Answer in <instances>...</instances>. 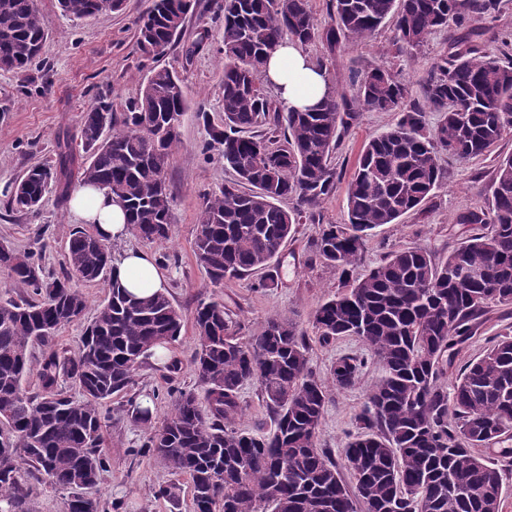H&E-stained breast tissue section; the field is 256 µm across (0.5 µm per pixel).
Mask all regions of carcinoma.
<instances>
[{
  "label": "carcinoma",
  "mask_w": 512,
  "mask_h": 512,
  "mask_svg": "<svg viewBox=\"0 0 512 512\" xmlns=\"http://www.w3.org/2000/svg\"><path fill=\"white\" fill-rule=\"evenodd\" d=\"M82 20L117 10L122 0H58ZM499 0H335V18L321 25L308 0H224L219 33L224 59L223 118L200 113L211 141L223 146L235 184L204 196L193 252L217 287L271 267L294 225L336 188L331 168L339 128L356 112L401 110L397 124L364 145L347 186V222L327 224L314 240L324 264L349 274L377 228L418 208L442 179L441 155L484 156L512 132V65L482 54L478 27ZM192 0H154L139 22L138 47L161 54L180 36ZM396 18L395 54L420 48L438 27L477 24L448 38L437 73L422 88L424 104L402 108L409 88L389 70L368 68L352 98L329 91L308 112L286 109L262 87L267 55L286 38L321 40L334 51L344 40L367 42ZM48 24L36 0H0V69L37 64ZM188 96L179 76L156 67L138 97L116 114L102 104L85 112L79 147L58 146L54 167L37 166L15 184L10 207L36 215L52 191L67 200L79 184H98L118 198L133 234L165 242L172 224L166 181L181 145ZM440 114L431 127L426 112ZM492 216L469 211L458 224L471 231L438 261L424 247L389 253L362 277L320 305L310 321L323 340L355 336L380 367L357 432L340 450L355 486L349 490L318 434L333 391L349 390L364 359L347 354L329 369V382L308 368L299 323L279 315L243 341L219 300L194 313L193 366L203 396L180 390L162 426L151 405L132 418L148 432L133 457L152 454L189 477L194 512H499V469L474 449L512 431V336L505 334L466 363L452 387L442 382L455 346L478 329L491 303L512 304V155L498 161ZM291 199L286 209L281 202ZM111 247L78 227L66 266L48 276L34 251L0 243V269L33 297L0 300V512H31L30 481L67 491L64 512H101L89 490L108 466L102 451V402L135 385L142 360L181 335L183 316L168 293L137 297L112 276ZM104 279L110 293L85 327L73 353L58 348L61 327L87 308L81 287ZM39 347L41 391L23 386L31 349ZM69 381L82 395L64 394ZM258 384L273 429L246 431L240 392Z\"/></svg>",
  "instance_id": "cac0c4a2"
}]
</instances>
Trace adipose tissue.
I'll return each instance as SVG.
<instances>
[{
    "label": "adipose tissue",
    "instance_id": "ef3b65f1",
    "mask_svg": "<svg viewBox=\"0 0 512 512\" xmlns=\"http://www.w3.org/2000/svg\"><path fill=\"white\" fill-rule=\"evenodd\" d=\"M265 83L285 108L302 111L316 105L328 90L323 71L294 41L284 40L269 54ZM75 223L91 227L104 242L115 245L112 272L130 293L145 296L167 288V279L155 256L146 250L126 247L131 235L123 207L94 185L78 186L71 201Z\"/></svg>",
    "mask_w": 512,
    "mask_h": 512
}]
</instances>
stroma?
<instances>
[{"instance_id":"obj_1","label":"stroma","mask_w":512,"mask_h":512,"mask_svg":"<svg viewBox=\"0 0 512 512\" xmlns=\"http://www.w3.org/2000/svg\"><path fill=\"white\" fill-rule=\"evenodd\" d=\"M221 0H196L179 38L157 58H148L137 47L138 19L151 8L153 0H124L118 12H105L86 21L62 15L58 0H37L48 22L49 35L38 63L29 71L16 73L0 69V243L18 250L41 249L46 273L60 275L66 262L67 244L73 229L68 220V202L47 195L38 216L8 208L4 191L29 168L51 165L56 160L57 142L77 138L87 109L97 102L111 103L121 113L128 101L139 94L150 69L160 65L175 70L188 93L190 106L181 118L180 148L172 157L167 182L172 191L173 224L167 243L160 244L134 236L127 244L151 251L166 259L168 292L183 313L182 332L168 351L181 369L169 374L163 360H143L136 371L134 390L139 395L156 394L152 407L153 425H161L170 410V392L194 390L198 384L193 369L197 349L193 318L200 300H223L240 338L256 335L275 313L299 320L308 344V367L319 378L345 354L365 358L359 382L350 390L335 393L319 431L321 447L339 452L354 419L366 403V393L380 370L370 359L366 346L356 337L341 336L323 342L316 336L309 316L339 289L340 273L326 266L313 251V241L322 225L341 224L347 218L346 189L364 144L400 118L396 112H359L350 127L342 131L332 159L336 189L317 209L312 220L296 225L282 246L272 267L279 285L260 287L261 273L245 275L213 287L193 254L196 220L204 193L231 183L220 147H206L207 133L198 112L221 120L224 63L219 51L223 14ZM494 31L482 40L486 55L502 62L512 61V0H501L489 21ZM392 24L380 27L362 44H343L328 53L321 42L305 44V52L323 62L335 76L346 96H353L364 72L372 66L389 69L407 83L413 99H420L421 85L448 49L449 30L428 35L413 53L398 56L391 49ZM512 155V133L507 134L487 155L458 161L442 159L446 178L421 210L410 212L398 223L381 227L367 242L357 274H365L389 252L416 246L427 247L436 259H444L465 240L458 214L490 211L493 203L495 168L501 157ZM512 334V305L490 304L474 336L459 345L455 369L482 356L498 336ZM128 397L121 394L103 403L106 417L104 451L109 467L103 472L92 496L104 512H193L190 485L175 474L162 459L152 455L129 456L145 436L144 425L125 415ZM178 487L176 500L157 497L159 487Z\"/></svg>"}]
</instances>
